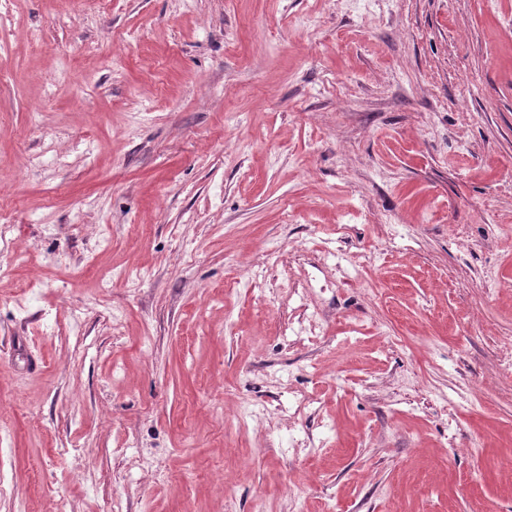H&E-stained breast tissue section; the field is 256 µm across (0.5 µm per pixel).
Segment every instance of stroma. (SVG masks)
<instances>
[{
  "mask_svg": "<svg viewBox=\"0 0 512 512\" xmlns=\"http://www.w3.org/2000/svg\"><path fill=\"white\" fill-rule=\"evenodd\" d=\"M0 14V512H512V0Z\"/></svg>",
  "mask_w": 512,
  "mask_h": 512,
  "instance_id": "stroma-1",
  "label": "stroma"
}]
</instances>
